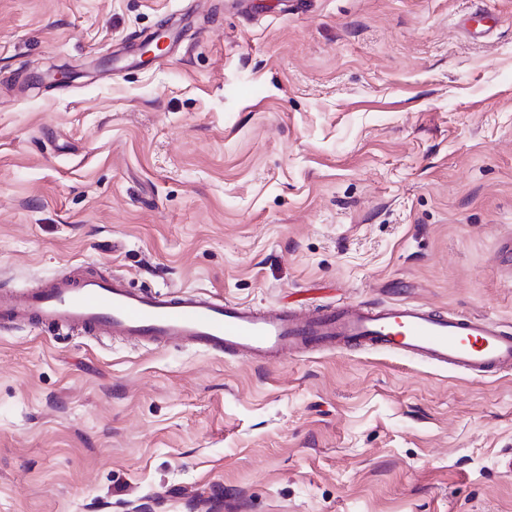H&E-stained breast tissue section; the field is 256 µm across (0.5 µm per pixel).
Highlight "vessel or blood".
I'll return each mask as SVG.
<instances>
[{"instance_id":"b4317fda","label":"vessel or blood","mask_w":512,"mask_h":512,"mask_svg":"<svg viewBox=\"0 0 512 512\" xmlns=\"http://www.w3.org/2000/svg\"><path fill=\"white\" fill-rule=\"evenodd\" d=\"M68 325L89 333L271 359L309 346L400 351L487 374L512 369V334L489 318L443 315L414 304L343 305L297 315L182 290L143 293L117 277L63 276L26 295L0 290V325Z\"/></svg>"}]
</instances>
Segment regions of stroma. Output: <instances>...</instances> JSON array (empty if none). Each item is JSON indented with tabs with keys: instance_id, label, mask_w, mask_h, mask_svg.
Segmentation results:
<instances>
[{
	"instance_id": "obj_1",
	"label": "stroma",
	"mask_w": 512,
	"mask_h": 512,
	"mask_svg": "<svg viewBox=\"0 0 512 512\" xmlns=\"http://www.w3.org/2000/svg\"><path fill=\"white\" fill-rule=\"evenodd\" d=\"M254 3L0 0V289L512 332V0ZM510 457L512 370L0 328V512H512Z\"/></svg>"
}]
</instances>
